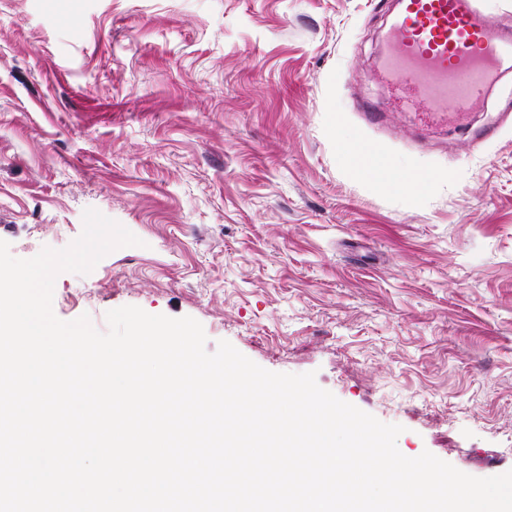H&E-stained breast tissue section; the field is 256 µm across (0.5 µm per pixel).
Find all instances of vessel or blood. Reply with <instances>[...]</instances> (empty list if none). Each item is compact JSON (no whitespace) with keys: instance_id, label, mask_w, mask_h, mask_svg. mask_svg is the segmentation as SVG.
Returning <instances> with one entry per match:
<instances>
[{"instance_id":"vessel-or-blood-1","label":"vessel or blood","mask_w":512,"mask_h":512,"mask_svg":"<svg viewBox=\"0 0 512 512\" xmlns=\"http://www.w3.org/2000/svg\"><path fill=\"white\" fill-rule=\"evenodd\" d=\"M391 31L379 74L416 111H469L494 73L512 69V37L477 0H400Z\"/></svg>"}]
</instances>
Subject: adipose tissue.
<instances>
[{
  "label": "adipose tissue",
  "instance_id": "adipose-tissue-1",
  "mask_svg": "<svg viewBox=\"0 0 512 512\" xmlns=\"http://www.w3.org/2000/svg\"><path fill=\"white\" fill-rule=\"evenodd\" d=\"M336 154L341 165L354 171L363 181L382 184L392 190H401L407 182H415L424 189L428 178L417 171H403L390 161L379 147L367 145L343 136H336Z\"/></svg>",
  "mask_w": 512,
  "mask_h": 512
}]
</instances>
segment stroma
Returning <instances> with one entry per match:
<instances>
[{
  "instance_id": "obj_1",
  "label": "stroma",
  "mask_w": 512,
  "mask_h": 512,
  "mask_svg": "<svg viewBox=\"0 0 512 512\" xmlns=\"http://www.w3.org/2000/svg\"><path fill=\"white\" fill-rule=\"evenodd\" d=\"M396 0H0V240L85 209L141 241L64 272V321L137 306L403 426L399 451L512 470V71L464 123L373 79ZM340 135L423 193L359 179Z\"/></svg>"
}]
</instances>
